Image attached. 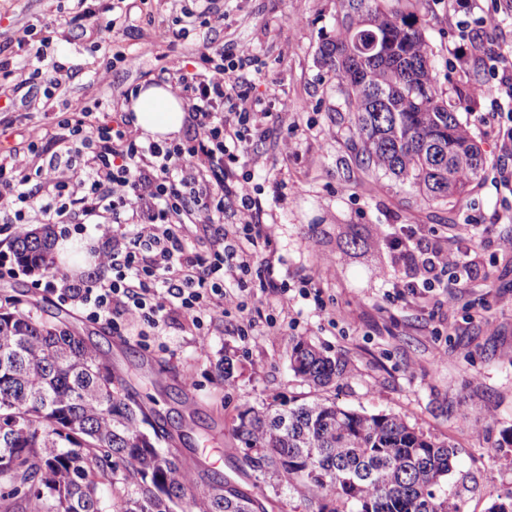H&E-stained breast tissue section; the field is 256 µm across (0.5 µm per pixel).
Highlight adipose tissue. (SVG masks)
Listing matches in <instances>:
<instances>
[{"label":"adipose tissue","instance_id":"obj_1","mask_svg":"<svg viewBox=\"0 0 512 512\" xmlns=\"http://www.w3.org/2000/svg\"><path fill=\"white\" fill-rule=\"evenodd\" d=\"M133 124L142 137L164 142L177 138L184 126L185 111L170 86L151 83L140 87L136 98L127 105Z\"/></svg>","mask_w":512,"mask_h":512}]
</instances>
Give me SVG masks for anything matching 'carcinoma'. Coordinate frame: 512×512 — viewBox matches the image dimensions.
<instances>
[{
    "instance_id": "cac0c4a2",
    "label": "carcinoma",
    "mask_w": 512,
    "mask_h": 512,
    "mask_svg": "<svg viewBox=\"0 0 512 512\" xmlns=\"http://www.w3.org/2000/svg\"><path fill=\"white\" fill-rule=\"evenodd\" d=\"M339 2L336 35L320 45L319 63L339 80L356 162L427 201L459 200L483 157L442 97L421 18L382 0ZM377 37L384 54L372 57ZM13 246L21 266L49 268V226L20 232ZM29 305L14 295L0 305V486L8 498L22 495V512H109L98 483L118 467L128 488L118 512H176L188 495L204 512H267L264 494L248 495L217 472L197 490L196 472L159 446L164 430L145 432V408L109 359L63 320L34 318ZM290 365L313 386L348 377L302 338ZM234 432L250 468L306 491L318 512H460L445 489L455 447L397 414L326 401L251 407Z\"/></svg>"
}]
</instances>
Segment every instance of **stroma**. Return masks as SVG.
I'll return each instance as SVG.
<instances>
[{
  "label": "stroma",
  "mask_w": 512,
  "mask_h": 512,
  "mask_svg": "<svg viewBox=\"0 0 512 512\" xmlns=\"http://www.w3.org/2000/svg\"><path fill=\"white\" fill-rule=\"evenodd\" d=\"M398 3L418 9L442 95L468 124L486 160L481 176L457 202H426L393 179L354 164L338 80L317 61L321 43L336 33L338 0H216L223 25L198 27L165 42L156 40L154 31L171 20L170 0H123L128 31L117 48L137 56L138 65L105 71L101 85L92 74L105 70L103 53L72 24L75 0H0V60L24 54L8 40L12 22L35 17L51 22L47 54L62 65L72 97L117 98L129 86L151 82L160 68L192 59L203 43L228 49L247 44L255 63L245 77L265 99L287 100L295 112V126H269L251 147L259 159L254 181L276 221L266 256L289 291L270 294L250 319L234 312L198 329L175 322L164 335L153 336L144 322L115 328L58 302L35 285L44 271L20 267L0 279V299L25 293L37 318L65 312L73 328L108 353L129 393L168 432L167 449L186 466L221 472L248 493L264 491L268 512H317L318 505L284 479L251 470L232 428L244 408L298 395L398 414L416 430L452 442L458 457L448 489L458 494L464 512H487L493 502L512 495V456L489 455L503 432L512 430V307L499 301L500 295H512V249L506 247L512 239V190L496 189L492 181L499 167L512 170V143L498 136L492 117L498 81L460 40L462 27H475L480 15L499 7L496 40L512 46V0ZM477 82L487 84L490 95L471 111L462 95ZM56 118L20 105L0 114V153L24 147L32 124L53 129ZM285 137L297 153L284 162L277 144ZM396 224L448 244L482 239L453 313L439 307L446 298L442 288L408 304L391 297L392 282L404 276L386 242ZM354 235L375 240L373 253L349 254L346 241ZM325 258L334 261L333 271L322 269ZM309 280L317 293L305 297L300 290ZM251 321L259 339L244 333ZM272 324L278 329L274 336L266 333ZM300 337L340 359L348 379L315 390L296 378L289 355L293 339ZM226 357L232 362L227 381L217 368ZM188 371L195 377L189 390L183 387ZM205 444L226 449V456L202 460Z\"/></svg>",
  "instance_id": "35a3bbf8"
}]
</instances>
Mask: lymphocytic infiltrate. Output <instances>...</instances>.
<instances>
[{
	"label": "lymphocytic infiltrate",
	"mask_w": 512,
	"mask_h": 512,
	"mask_svg": "<svg viewBox=\"0 0 512 512\" xmlns=\"http://www.w3.org/2000/svg\"><path fill=\"white\" fill-rule=\"evenodd\" d=\"M95 35L107 67H135L134 57L113 51L112 45L127 32L112 17H100L78 0L73 17ZM209 0L181 5L171 22L160 24V39L180 37L196 25L223 22ZM18 46L29 49L26 59L0 61V78L8 80L11 95L0 108L13 111L14 93L29 101L64 100L65 117L47 164H32L29 155L42 141V129H29L26 150L0 154V223L23 226L65 224L80 216L85 224L113 225L112 247L100 257L111 267L110 280H92L51 274L44 287L58 300L82 308L92 320L111 323L143 320L158 329L170 317L193 326L223 320L230 311H244L240 291L259 286L254 303H263V291L279 289L274 270L258 258V246H272L273 218L264 209L260 189L247 167L248 148L262 137L268 123L287 127L294 115L287 102L271 107L256 96L242 71L254 58L248 47L227 53L204 45L191 65L161 68L156 78L170 83L186 102L191 132L187 139L159 144L144 142L132 127L127 112L112 111L103 122L87 103L66 98L61 67L47 59V37L37 24L14 29ZM233 214L235 228L218 235L210 256L191 247V228L220 224ZM407 278L394 283L396 299L422 290L448 287L444 306L453 310L462 282L457 270L472 263L478 244L448 248L439 242H408L397 235L388 239Z\"/></svg>",
	"instance_id": "lymphocytic-infiltrate-1"
}]
</instances>
